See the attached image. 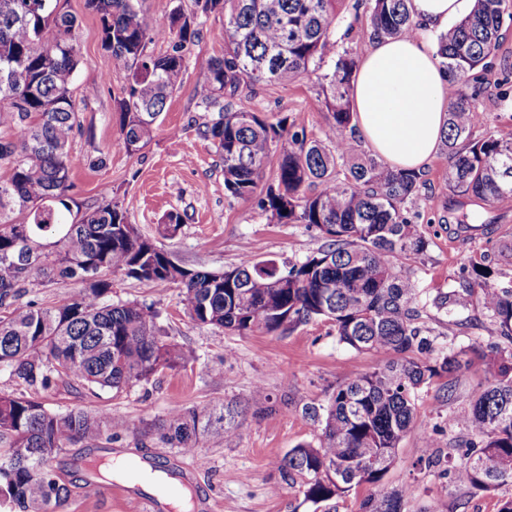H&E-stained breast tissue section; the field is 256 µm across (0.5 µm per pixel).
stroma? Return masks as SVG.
I'll return each instance as SVG.
<instances>
[{"label": "stroma", "instance_id": "stroma-1", "mask_svg": "<svg viewBox=\"0 0 512 512\" xmlns=\"http://www.w3.org/2000/svg\"><path fill=\"white\" fill-rule=\"evenodd\" d=\"M65 7L79 24L74 86L79 91L95 90L94 95L77 100L81 126L70 145L71 194L78 202L93 203L102 189H111L128 222L191 269L221 271L245 256L281 264L299 262L322 247L318 230L274 223L255 200L230 196L219 156L197 132L206 114L196 105L194 86L206 61L224 51L216 37L222 17L203 19L201 36L186 54L185 69L156 122L151 142L131 153L121 139L116 111L127 73L115 67L102 49L99 20L87 0H66ZM489 78L493 86L481 101L484 120L475 131L479 137L512 126V27L492 60ZM322 83L317 71L289 85L257 88L232 104L263 113L272 122L288 118L308 136L317 137L333 122L323 103ZM503 92L508 95L504 102L499 99ZM173 130L180 135L179 143L169 139ZM447 172L448 158L441 150L421 171L423 185L414 210L430 244L410 272L420 291L421 319L436 344L467 349L472 365L454 391H447L438 380L419 392L416 428L401 440L382 486L388 491L407 488L402 512H498L500 501L512 497V486L472 491L418 465L431 450L470 440L465 428L449 427L448 416L474 398L486 379L483 354L503 343L479 300L449 315L433 306V298L458 288L461 266L483 253L491 259L492 284L512 285V196L487 205L459 195L449 189ZM172 211L181 215L182 224L175 235L159 237L157 226ZM112 298L152 306L159 313L161 336L191 350L193 358L119 393L62 384L38 393V401L51 410L104 412L128 424L113 440L80 444L50 460V468L70 490L57 512H131L130 498L147 495V488L125 477L113 478L106 490L90 489L80 462L89 454L149 460L189 487L199 510L315 512L312 504L304 502L299 480L284 479L281 470L288 449L316 438L317 431L302 410L325 403L349 375L380 367L383 355L339 344L332 323L320 317L281 336L259 332L241 336L199 324L186 312L181 289L174 283L145 284L116 273ZM259 387L273 397L278 410L239 417L240 436L234 444L203 437L196 453L184 454L156 441H139L133 431L140 422L160 418L176 405L246 404ZM426 430L434 438L430 449L422 439Z\"/></svg>", "mask_w": 512, "mask_h": 512}]
</instances>
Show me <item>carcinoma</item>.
Listing matches in <instances>:
<instances>
[{
	"label": "carcinoma",
	"instance_id": "obj_1",
	"mask_svg": "<svg viewBox=\"0 0 512 512\" xmlns=\"http://www.w3.org/2000/svg\"><path fill=\"white\" fill-rule=\"evenodd\" d=\"M174 8L167 27L154 25L143 0H88L97 13L102 48L128 72L116 101L119 131L130 153L151 139L157 118L177 87L185 51L199 39L200 18L220 15L224 54L210 58L194 97L217 117L199 126L224 160V188L233 197H257L258 208L284 224H305L325 245L285 267L245 257L220 273L187 268L128 223L112 191L83 205L70 196V144L80 125L73 74L78 64L77 20L60 0H0V367L24 389L38 393L56 381L121 391L161 368L186 363L184 347L160 338L157 313L136 301L112 302V274L140 282L181 286L195 321L237 333L290 332L317 317L330 320L338 342L357 351L395 354L379 368L352 374L327 404L307 406L316 441L288 450L281 469L302 479L304 501L320 505L385 475L395 449L415 426L419 391L435 377L448 387L471 365L464 349L438 347L419 322L418 291L409 264L427 251L420 225L407 216L421 174L394 169L361 152L351 98L357 61L336 51V17L344 0H192ZM410 0H364L366 33L401 38L417 30ZM512 23V0H475L472 11L437 36L436 59L450 77L448 186L491 204L512 196V138L497 130L476 138L483 121L490 59ZM163 53L148 52L155 42ZM328 66L324 102L334 123L319 138L235 109L224 98L241 87L285 84ZM278 156L274 181L260 188L263 171ZM487 256L460 268V289L432 300L448 313L470 306L480 287L482 308L500 337L512 344V288L489 283ZM72 280L83 285L65 302L19 303L30 285ZM422 358L416 360L410 354ZM472 402L448 416V426L472 434L430 464L470 490L512 486V349L497 347ZM247 408L275 412L270 395L253 391ZM233 404L176 406L135 428L143 440L193 453L198 438L225 444L239 436ZM118 418L72 409L57 412L21 393L0 394V496L19 512L60 507L69 496L49 460L79 443L112 438L127 429ZM407 490L384 491L365 512H401Z\"/></svg>",
	"mask_w": 512,
	"mask_h": 512
}]
</instances>
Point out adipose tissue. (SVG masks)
Returning <instances> with one entry per match:
<instances>
[{
    "mask_svg": "<svg viewBox=\"0 0 512 512\" xmlns=\"http://www.w3.org/2000/svg\"><path fill=\"white\" fill-rule=\"evenodd\" d=\"M472 2L412 0L416 33L374 42L359 64L352 91L357 128L391 167L421 170L442 144L448 80L434 57L436 36Z\"/></svg>",
    "mask_w": 512,
    "mask_h": 512,
    "instance_id": "adipose-tissue-1",
    "label": "adipose tissue"
}]
</instances>
